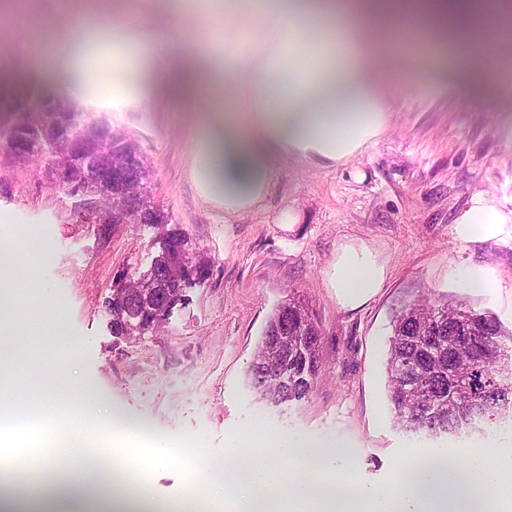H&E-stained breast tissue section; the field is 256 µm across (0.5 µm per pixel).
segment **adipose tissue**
Returning a JSON list of instances; mask_svg holds the SVG:
<instances>
[{
	"label": "adipose tissue",
	"mask_w": 512,
	"mask_h": 512,
	"mask_svg": "<svg viewBox=\"0 0 512 512\" xmlns=\"http://www.w3.org/2000/svg\"><path fill=\"white\" fill-rule=\"evenodd\" d=\"M100 26L98 40L114 39V89L150 102L166 92L193 94L224 87V104L197 119L201 153L196 175L225 213L251 208L267 192L274 156L288 152L336 163L357 155L389 121L386 88L392 79L379 42L368 31L411 15L434 40L452 41L451 70L482 83L502 71L494 57L474 61L468 49L494 16L482 0H224L234 19L224 29L222 62L210 54L178 50V34L147 31L124 17L122 0H90ZM166 44L157 55L152 45ZM512 211L476 196L457 221L460 238L499 237ZM336 300L360 307L385 282V269L365 245L341 246L329 274ZM467 471L480 472L477 489L432 472L413 481V467L399 488L369 497L358 487L340 489L328 479L298 490L295 482L270 476L269 491L240 499V512H282L287 501L305 498L314 512H512V448L474 449ZM0 512H154L147 497L98 495L73 458L51 495L30 500L0 483Z\"/></svg>",
	"instance_id": "ef3b65f1"
}]
</instances>
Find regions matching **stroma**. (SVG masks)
Masks as SVG:
<instances>
[{"instance_id": "stroma-1", "label": "stroma", "mask_w": 512, "mask_h": 512, "mask_svg": "<svg viewBox=\"0 0 512 512\" xmlns=\"http://www.w3.org/2000/svg\"><path fill=\"white\" fill-rule=\"evenodd\" d=\"M167 18L193 51L225 26L220 13L202 18L176 8ZM95 26L83 0L0 6V97L61 83L58 74L35 77L16 64ZM377 37L397 76L413 66L415 49L433 47L424 30L401 20ZM70 95L94 119L138 140L151 165V194L170 220L99 223L95 211H79L78 199L48 182L42 162L18 165L0 153V248L14 251L25 272L13 288L17 316L7 338L14 385L40 387L66 359L88 411L116 412L154 432L202 429L215 446L231 429L258 431L266 439L259 460H273L302 489L332 470L381 492L436 450L465 457L512 438L511 421L468 435L405 430L386 388L393 319L414 300L464 304L512 330V235L456 233L476 194L512 209V96L452 73L429 85L397 80L388 89L387 128L354 158L283 155L266 196L228 214L194 176L200 98L163 94L141 106L108 82L94 94L76 87ZM289 210L298 216L291 226L279 221ZM171 232L209 257V279L185 288L159 332L113 336L107 302L117 274L147 271ZM349 242L369 246L385 269L381 291L356 310L338 305L327 278ZM473 267L493 288L467 287L464 273ZM291 297L305 299L318 318L320 370L305 399L274 407L253 389L249 368L270 315ZM186 484L161 471L123 488L169 512Z\"/></svg>"}]
</instances>
